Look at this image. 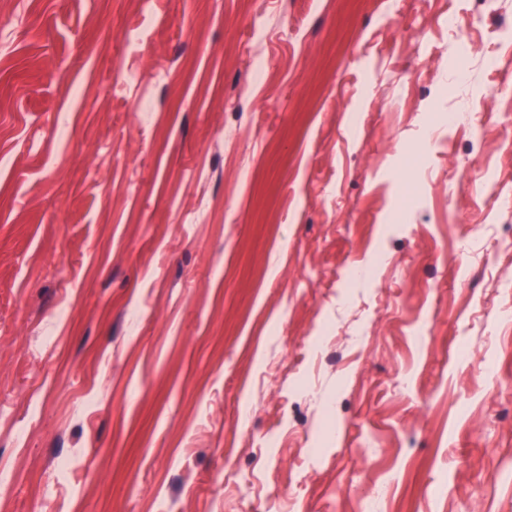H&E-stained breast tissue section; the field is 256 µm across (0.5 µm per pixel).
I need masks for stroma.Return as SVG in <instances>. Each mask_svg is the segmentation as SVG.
<instances>
[{"label": "stroma", "instance_id": "1", "mask_svg": "<svg viewBox=\"0 0 512 512\" xmlns=\"http://www.w3.org/2000/svg\"><path fill=\"white\" fill-rule=\"evenodd\" d=\"M511 28L512 0H0L6 512H512V385L479 372L512 370ZM169 63L146 139L119 77ZM468 102L483 138L422 142Z\"/></svg>", "mask_w": 512, "mask_h": 512}]
</instances>
